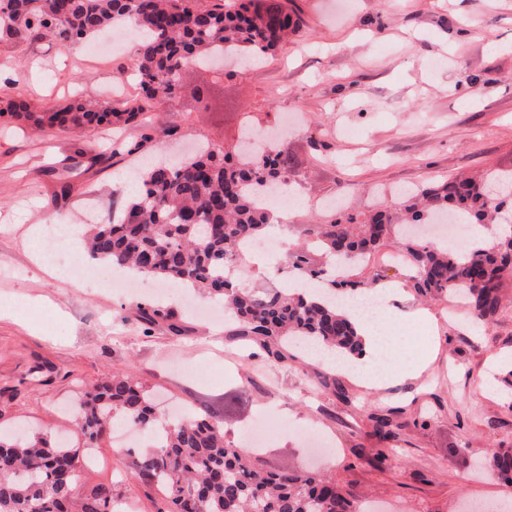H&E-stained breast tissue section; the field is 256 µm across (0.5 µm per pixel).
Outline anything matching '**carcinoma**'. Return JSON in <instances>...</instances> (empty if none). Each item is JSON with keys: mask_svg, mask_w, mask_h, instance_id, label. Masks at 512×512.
Masks as SVG:
<instances>
[{"mask_svg": "<svg viewBox=\"0 0 512 512\" xmlns=\"http://www.w3.org/2000/svg\"><path fill=\"white\" fill-rule=\"evenodd\" d=\"M120 21L132 22L144 34L132 71L138 99L121 108L73 101L50 112L13 101L0 116L24 119L39 132L48 127L83 135L105 124H133L181 92L180 76L189 63L208 65L230 55L274 50L302 24L288 0H213L208 7L198 0H0V39L49 38L68 45ZM292 165L293 157L280 146L245 161L242 150L224 144L153 165L121 214L93 225L84 236L83 256L219 300L228 316L225 338L256 349L270 368L288 363V343L297 337L342 355H361L363 343L341 299L381 287L385 276L367 268L392 250L405 256L407 282L417 296L456 298L478 326L497 321L501 289L512 281V171L487 170L428 184L403 206L364 217L292 225L303 242L288 252L285 265L329 286L320 301L308 288L273 283L251 288L227 279L224 267L243 260L239 244L260 239L268 225L257 196L288 178ZM448 212L458 224H507L511 230L479 244L446 246L411 231L409 223L432 224ZM341 264L355 267L351 279L328 276ZM137 316L147 326L165 321L174 335L185 333L169 307L139 305ZM315 383L351 402L333 370L322 367ZM367 419L369 434L397 454L400 425L391 413L371 412ZM75 424L89 443L118 424L137 426L150 436V444L129 454L126 474L156 490L162 499L156 512H354L349 493L331 475L256 466L252 453L226 441L224 427L208 410L161 419L149 390L132 372L92 386L77 407ZM78 459L79 449L52 446L39 435H0V512H73ZM490 466L512 483V448L493 454ZM124 504L116 487L98 484L81 495L79 512H117Z\"/></svg>", "mask_w": 512, "mask_h": 512, "instance_id": "1", "label": "carcinoma"}]
</instances>
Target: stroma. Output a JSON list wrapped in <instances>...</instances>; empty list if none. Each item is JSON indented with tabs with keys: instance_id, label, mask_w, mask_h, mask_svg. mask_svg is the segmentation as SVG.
Returning <instances> with one entry per match:
<instances>
[{
	"instance_id": "obj_1",
	"label": "stroma",
	"mask_w": 512,
	"mask_h": 512,
	"mask_svg": "<svg viewBox=\"0 0 512 512\" xmlns=\"http://www.w3.org/2000/svg\"><path fill=\"white\" fill-rule=\"evenodd\" d=\"M303 26L261 63L224 69L187 68L182 96L160 104L152 119L213 143L236 144L244 124L275 132L295 163L288 181L290 223L323 224L338 200L344 213L365 215L392 205L396 189L485 169L512 170V0H291ZM131 49L110 55L46 39L0 41V108L24 100L43 108L76 98L121 105L135 98ZM223 89L222 114L202 112L193 88ZM144 126L100 127L83 136L32 131L0 117V297L15 309L0 316V430L37 432L84 445L69 407L103 376L130 371L159 403L221 417L227 440L264 424L257 466L321 471L382 512H500L512 505V483L478 472L476 459L512 448V387L486 394L512 352V307L476 330L468 312L428 306L424 321L391 330L406 362L422 363L414 379L371 389L345 382L373 409L397 410L398 456H380L363 410L319 390L315 361L296 356L269 371L226 342L223 324L188 313L184 289L166 302L188 329L177 337L166 323L147 328L136 306L144 292L89 288L62 261H38L25 245L30 227L51 221L91 224L121 209L122 175H138L147 157L190 152V140L144 141ZM120 139L139 152L110 157ZM94 163L66 182L69 156ZM252 380V401L224 413V393ZM96 468L79 465L80 485L119 483L137 512H155L139 485L124 475L126 456L111 436L98 441Z\"/></svg>"
}]
</instances>
